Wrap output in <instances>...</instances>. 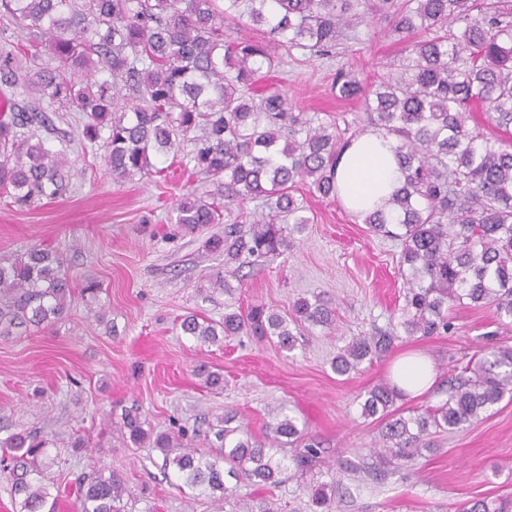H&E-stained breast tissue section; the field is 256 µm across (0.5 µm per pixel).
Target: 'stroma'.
<instances>
[{
    "label": "stroma",
    "instance_id": "35a3bbf8",
    "mask_svg": "<svg viewBox=\"0 0 512 512\" xmlns=\"http://www.w3.org/2000/svg\"><path fill=\"white\" fill-rule=\"evenodd\" d=\"M383 22L360 26L322 58L300 48H276L278 65L261 73L258 89L274 86L296 110L348 139L368 123L357 100L337 96L333 82L346 69L370 86L406 56L404 42L383 34ZM46 126L36 133L65 154L69 180L52 202L19 207L0 196V258L41 245L63 258L76 288L95 282L96 297H75L61 320L0 336V440L25 430L49 439L57 459L49 473L57 512H77L81 473L122 475L133 497L128 512H455L482 497H512V400L489 416L428 438V451L375 482L357 469L378 437L376 418L361 414V396L388 381L391 357L363 362L347 376L331 361L349 341L396 327L404 304L399 241L371 233L339 201L298 187L294 196L310 224L286 225L289 244L274 260L226 274L224 255L208 249L223 223L196 232L170 221L184 180L158 174L113 181L99 152L83 136L86 117L40 100ZM225 275L233 295L216 283ZM227 287V288H228ZM302 298L336 311L333 328L293 326L294 350L249 336L203 344L183 335L185 316L222 321L226 312L265 304L290 316ZM448 335L402 339L394 351H426L440 381L478 358L481 347L512 346V324L486 308L450 309ZM220 373L209 389L199 366ZM139 407L152 433L185 431L191 448H213L225 415L268 441L280 414L293 416L319 442L323 462L267 491L238 484L227 501L193 497L161 470L150 443L132 444L125 409ZM336 484L327 508L312 506L308 488Z\"/></svg>",
    "mask_w": 512,
    "mask_h": 512
}]
</instances>
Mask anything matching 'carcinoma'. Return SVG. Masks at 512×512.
<instances>
[{
  "label": "carcinoma",
  "mask_w": 512,
  "mask_h": 512,
  "mask_svg": "<svg viewBox=\"0 0 512 512\" xmlns=\"http://www.w3.org/2000/svg\"><path fill=\"white\" fill-rule=\"evenodd\" d=\"M369 10L386 22L385 35L409 42L408 55L368 93L344 72L336 82L340 95L362 96L371 127L395 141L404 183L363 223L401 241L403 334H446L448 310L461 305L487 307L498 321L512 323V0H0V17L28 35L24 43L0 46V81L15 83L22 60L34 63L21 76L24 85L88 116L84 134L101 141L119 182L150 175L151 156H175L190 142L188 163L212 189L183 194L174 223L192 233L238 209L250 229L230 227L210 237L208 247L224 251L226 265L254 266L286 246L284 225L310 223L294 188L306 185L323 199L336 198V161L347 142L294 111L280 91L257 93L256 76L274 68L277 57L270 44L234 30L264 28L287 50L331 56L349 31L366 23ZM46 52L58 66L37 65ZM97 73L103 78L93 79ZM47 120L36 108L0 115V190L19 206L55 199L66 186L64 155L18 134ZM254 199L269 212H244ZM72 295L57 253L33 248L0 259V335L51 325L66 314ZM292 315L297 322L335 325L334 309L319 300H297ZM181 329L202 343L249 335L274 337L286 351L296 346L287 319L262 304L227 313L217 326L189 315ZM399 339L395 330L356 338L332 370L355 372L390 353ZM446 394L406 418L394 414L400 397L394 386L369 389L362 415L384 423L382 445L363 471L380 479L419 452L424 438L480 419L506 396L512 400V346L483 349L475 365L448 380ZM224 423L216 432L219 445L204 453L180 447L167 433L151 436L137 408L123 417L130 441L152 440L164 473L199 496L233 494L227 477L270 489L282 482L288 464L303 473L321 462L322 450L304 442L289 415L269 425L267 446L242 437L244 429L229 427L230 419ZM284 442L297 445L288 459L273 452ZM47 444L21 432L0 441L12 459L0 474L17 512H56ZM329 488L309 486L313 506L325 507ZM126 494L122 476L84 473L78 512H122ZM457 512H512V498L472 499Z\"/></svg>",
  "instance_id": "1"
}]
</instances>
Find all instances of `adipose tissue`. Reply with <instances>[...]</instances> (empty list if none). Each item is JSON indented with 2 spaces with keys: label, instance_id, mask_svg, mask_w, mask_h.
Segmentation results:
<instances>
[{
  "label": "adipose tissue",
  "instance_id": "obj_1",
  "mask_svg": "<svg viewBox=\"0 0 512 512\" xmlns=\"http://www.w3.org/2000/svg\"><path fill=\"white\" fill-rule=\"evenodd\" d=\"M393 147L392 139L371 129L344 148L336 164V192L347 212L363 215L401 187L403 175ZM436 376L433 359L420 351L399 356L390 369L391 384L407 397L427 391Z\"/></svg>",
  "mask_w": 512,
  "mask_h": 512
}]
</instances>
